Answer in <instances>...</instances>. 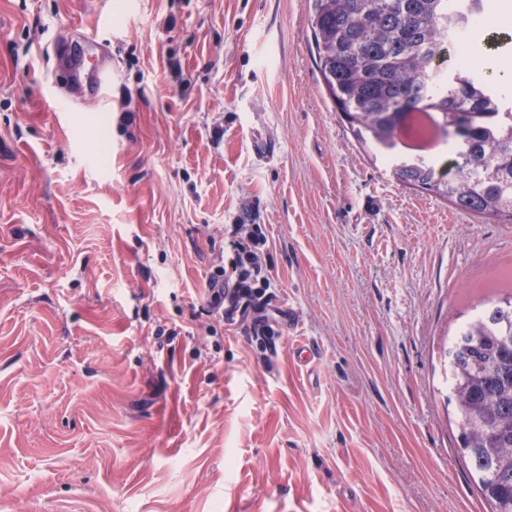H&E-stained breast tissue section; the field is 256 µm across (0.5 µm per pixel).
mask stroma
<instances>
[{
  "instance_id": "obj_1",
  "label": "stroma",
  "mask_w": 512,
  "mask_h": 512,
  "mask_svg": "<svg viewBox=\"0 0 512 512\" xmlns=\"http://www.w3.org/2000/svg\"><path fill=\"white\" fill-rule=\"evenodd\" d=\"M312 5L0 0V512H490L445 350L512 295V222L366 155ZM108 11L97 100L54 48ZM494 32L512 0L483 73L512 67ZM228 224L261 225L297 329L208 314Z\"/></svg>"
}]
</instances>
